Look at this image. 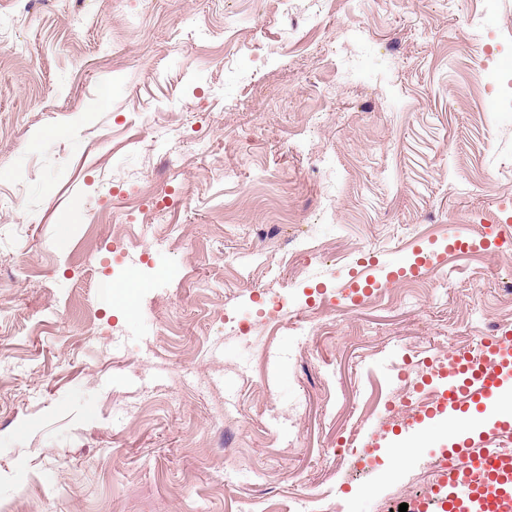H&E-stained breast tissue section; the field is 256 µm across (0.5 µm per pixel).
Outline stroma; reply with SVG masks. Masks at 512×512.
<instances>
[{
	"mask_svg": "<svg viewBox=\"0 0 512 512\" xmlns=\"http://www.w3.org/2000/svg\"><path fill=\"white\" fill-rule=\"evenodd\" d=\"M126 196L149 223L104 216ZM489 209L512 216V0H0V506L428 491L455 436L409 423L428 365L512 332ZM357 274L385 298L342 297Z\"/></svg>",
	"mask_w": 512,
	"mask_h": 512,
	"instance_id": "obj_1",
	"label": "stroma"
}]
</instances>
